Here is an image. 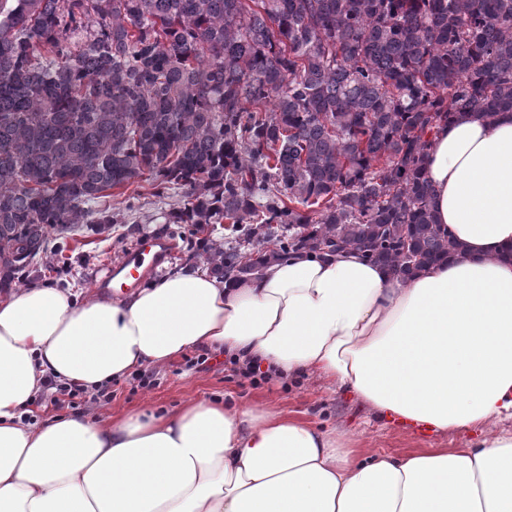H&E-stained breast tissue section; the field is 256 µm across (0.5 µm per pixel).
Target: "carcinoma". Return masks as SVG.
I'll use <instances>...</instances> for the list:
<instances>
[{
    "label": "carcinoma",
    "mask_w": 512,
    "mask_h": 512,
    "mask_svg": "<svg viewBox=\"0 0 512 512\" xmlns=\"http://www.w3.org/2000/svg\"><path fill=\"white\" fill-rule=\"evenodd\" d=\"M81 35L75 52L63 46ZM512 111V0H0V285L148 175L247 278L351 250L401 278L460 251L433 129Z\"/></svg>",
    "instance_id": "obj_1"
}]
</instances>
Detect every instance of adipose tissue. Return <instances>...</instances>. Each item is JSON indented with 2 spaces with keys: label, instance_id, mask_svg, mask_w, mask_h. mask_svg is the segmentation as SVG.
I'll return each instance as SVG.
<instances>
[{
  "label": "adipose tissue",
  "instance_id": "1",
  "mask_svg": "<svg viewBox=\"0 0 512 512\" xmlns=\"http://www.w3.org/2000/svg\"><path fill=\"white\" fill-rule=\"evenodd\" d=\"M438 223L461 254L414 277L354 251L246 280L189 263L117 300L0 294V512H512V113L432 135ZM315 372L462 448L383 454L270 406L29 420L46 376L94 390L193 349Z\"/></svg>",
  "mask_w": 512,
  "mask_h": 512
}]
</instances>
